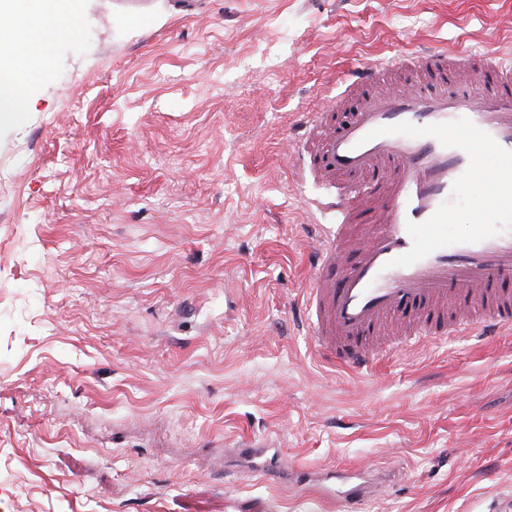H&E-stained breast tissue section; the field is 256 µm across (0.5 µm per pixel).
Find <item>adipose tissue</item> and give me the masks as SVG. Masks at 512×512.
<instances>
[{
  "instance_id": "1",
  "label": "adipose tissue",
  "mask_w": 512,
  "mask_h": 512,
  "mask_svg": "<svg viewBox=\"0 0 512 512\" xmlns=\"http://www.w3.org/2000/svg\"><path fill=\"white\" fill-rule=\"evenodd\" d=\"M74 15L70 0H0V125H19L23 102L15 77L33 81L50 71L51 46L71 34Z\"/></svg>"
}]
</instances>
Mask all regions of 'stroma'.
Returning a JSON list of instances; mask_svg holds the SVG:
<instances>
[{
    "instance_id": "1",
    "label": "stroma",
    "mask_w": 512,
    "mask_h": 512,
    "mask_svg": "<svg viewBox=\"0 0 512 512\" xmlns=\"http://www.w3.org/2000/svg\"><path fill=\"white\" fill-rule=\"evenodd\" d=\"M0 130V512H499L512 332L323 363L288 136L356 69L512 48V0H74ZM276 449L275 475L239 447Z\"/></svg>"
}]
</instances>
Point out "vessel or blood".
<instances>
[{
	"instance_id": "b4317fda",
	"label": "vessel or blood",
	"mask_w": 512,
	"mask_h": 512,
	"mask_svg": "<svg viewBox=\"0 0 512 512\" xmlns=\"http://www.w3.org/2000/svg\"><path fill=\"white\" fill-rule=\"evenodd\" d=\"M315 140L310 168L348 181L301 302L322 361L361 374L433 341L512 331V60L435 48L364 65L297 127L299 149ZM479 173L493 201L474 194ZM463 200L476 221L448 235ZM359 225L366 243L345 261ZM390 320L404 335L375 343Z\"/></svg>"
}]
</instances>
